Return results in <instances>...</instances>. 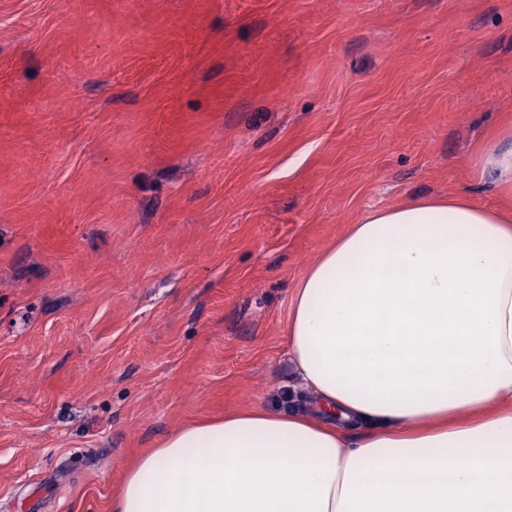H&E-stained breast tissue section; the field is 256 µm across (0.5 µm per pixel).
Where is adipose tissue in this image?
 Returning a JSON list of instances; mask_svg holds the SVG:
<instances>
[{
    "mask_svg": "<svg viewBox=\"0 0 512 512\" xmlns=\"http://www.w3.org/2000/svg\"><path fill=\"white\" fill-rule=\"evenodd\" d=\"M479 164L512 191V126ZM288 346L323 418L184 426L111 512H512V214L367 213L300 280Z\"/></svg>",
    "mask_w": 512,
    "mask_h": 512,
    "instance_id": "adipose-tissue-1",
    "label": "adipose tissue"
}]
</instances>
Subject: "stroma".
<instances>
[{"mask_svg": "<svg viewBox=\"0 0 512 512\" xmlns=\"http://www.w3.org/2000/svg\"><path fill=\"white\" fill-rule=\"evenodd\" d=\"M512 0H0V512H110L181 426L314 413L305 272L469 197Z\"/></svg>", "mask_w": 512, "mask_h": 512, "instance_id": "1", "label": "stroma"}]
</instances>
